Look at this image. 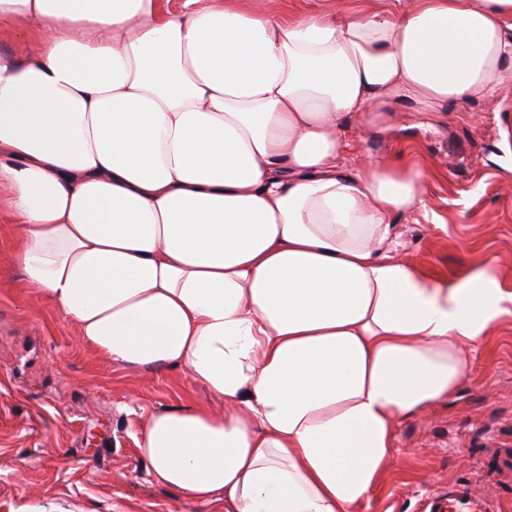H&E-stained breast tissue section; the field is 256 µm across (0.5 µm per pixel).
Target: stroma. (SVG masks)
Listing matches in <instances>:
<instances>
[{
    "label": "stroma",
    "instance_id": "obj_1",
    "mask_svg": "<svg viewBox=\"0 0 512 512\" xmlns=\"http://www.w3.org/2000/svg\"><path fill=\"white\" fill-rule=\"evenodd\" d=\"M391 122L437 171L427 210L403 216L404 261L452 278L493 265L512 291V111L469 100L434 128ZM0 235V512H224L158 484L138 442L149 417L223 398L178 372L113 365L24 288ZM468 486L512 512V315L477 344L458 391L397 420L382 483L356 512H423L430 491Z\"/></svg>",
    "mask_w": 512,
    "mask_h": 512
}]
</instances>
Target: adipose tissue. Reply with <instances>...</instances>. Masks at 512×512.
<instances>
[{
  "instance_id": "1",
  "label": "adipose tissue",
  "mask_w": 512,
  "mask_h": 512,
  "mask_svg": "<svg viewBox=\"0 0 512 512\" xmlns=\"http://www.w3.org/2000/svg\"><path fill=\"white\" fill-rule=\"evenodd\" d=\"M0 199L27 288L120 366L224 399L151 415L162 485L224 512H355L398 416L455 393L512 295L407 265L435 175L358 160L406 106L512 92V0H0Z\"/></svg>"
}]
</instances>
